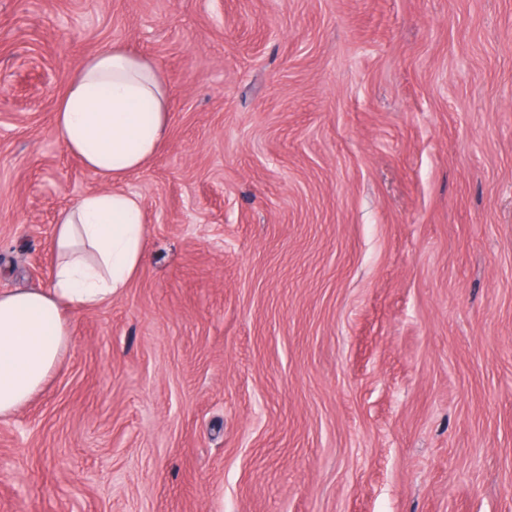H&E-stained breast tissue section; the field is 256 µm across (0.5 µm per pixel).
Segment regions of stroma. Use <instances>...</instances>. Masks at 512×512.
<instances>
[{"label":"stroma","instance_id":"obj_1","mask_svg":"<svg viewBox=\"0 0 512 512\" xmlns=\"http://www.w3.org/2000/svg\"><path fill=\"white\" fill-rule=\"evenodd\" d=\"M165 80L122 297L0 421V512H512V0H0V291L102 183L112 43ZM55 112L56 131L67 150L108 186L149 164L169 125L158 66L117 44L87 59Z\"/></svg>","mask_w":512,"mask_h":512}]
</instances>
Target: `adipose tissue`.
<instances>
[{
    "label": "adipose tissue",
    "mask_w": 512,
    "mask_h": 512,
    "mask_svg": "<svg viewBox=\"0 0 512 512\" xmlns=\"http://www.w3.org/2000/svg\"><path fill=\"white\" fill-rule=\"evenodd\" d=\"M168 120L156 63L117 44L87 59L60 97L59 137L106 188L60 214L50 288L0 293V420L43 389L69 350L67 310L110 304L138 272L146 243L142 207L117 185L152 161Z\"/></svg>",
    "instance_id": "adipose-tissue-1"
}]
</instances>
